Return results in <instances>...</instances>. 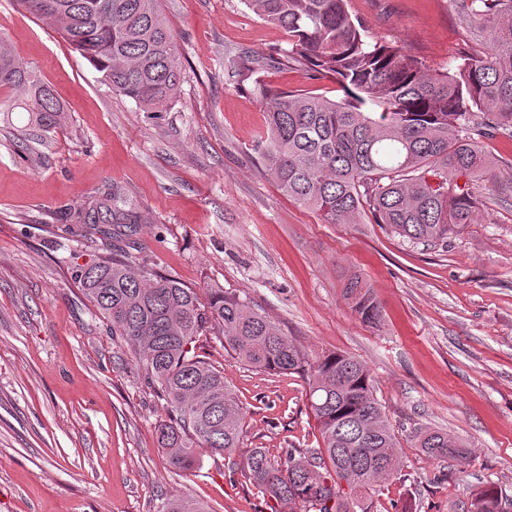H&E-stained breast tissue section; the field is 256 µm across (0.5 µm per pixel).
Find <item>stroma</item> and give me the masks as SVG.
Instances as JSON below:
<instances>
[{"label": "stroma", "mask_w": 512, "mask_h": 512, "mask_svg": "<svg viewBox=\"0 0 512 512\" xmlns=\"http://www.w3.org/2000/svg\"><path fill=\"white\" fill-rule=\"evenodd\" d=\"M159 5L182 80L170 110L154 115L112 93L15 0H0V31L67 114L49 139L26 144L27 113L0 114V512H155L163 494L209 512L291 510L252 485L243 455L202 453L192 476L169 465L156 434L163 400L75 279L99 246L60 218L113 183L145 217L132 239L157 272L203 298L216 286L247 297L310 355L345 352L367 366L401 446L397 474L370 492L371 512L408 503L468 512L487 485L512 499V203L489 204L445 248L380 224L324 223L265 176L266 113L250 87L225 81L240 52L287 47V34L244 0ZM346 9L370 42L403 46L433 71L488 47L453 0H346ZM262 78L343 96L297 67ZM347 271L372 289L379 322L343 299ZM195 345L244 407L245 447H321L304 378L244 366L210 333ZM420 426L461 438L467 465L414 448Z\"/></svg>", "instance_id": "1"}]
</instances>
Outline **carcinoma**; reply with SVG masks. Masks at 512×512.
<instances>
[{"mask_svg": "<svg viewBox=\"0 0 512 512\" xmlns=\"http://www.w3.org/2000/svg\"><path fill=\"white\" fill-rule=\"evenodd\" d=\"M487 50L470 53L453 70L431 73L408 50L372 44L345 0H245L259 18L288 32V47L269 54L245 51L227 80L254 85L265 107L264 173L289 200L327 224H356L371 215L411 245L446 246L475 223L486 195L512 198V178L491 173L478 138L512 137V0H453ZM55 27L102 74L112 92L145 112H166L181 69L159 0H17ZM301 64L310 79L332 78L336 101L304 89L266 86L260 74ZM0 112L28 114L32 131L50 134L64 107L37 71L0 49ZM465 178L459 184V178ZM63 221L83 225L87 239L101 224L133 228L143 215L125 187L114 183ZM82 293L133 350L145 378L165 400L168 418L157 427L168 462L178 471L199 463V450L233 457L242 450L243 407L214 368L192 347L211 332L236 358L259 371L306 377L322 447L289 448L277 457L245 450L248 478L260 492L299 506V512H370L366 495L397 472L400 443L374 394L367 367L331 352L315 359L284 336L249 300L213 288L209 302L161 275L128 250L78 269ZM343 297L362 321L380 308L362 278L344 281ZM416 447L432 458L463 463L466 446L429 427L414 431ZM350 470L348 489L341 471ZM498 488L480 490L469 512H504ZM157 512H206L186 497L161 499Z\"/></svg>", "mask_w": 512, "mask_h": 512, "instance_id": "obj_1", "label": "carcinoma"}]
</instances>
